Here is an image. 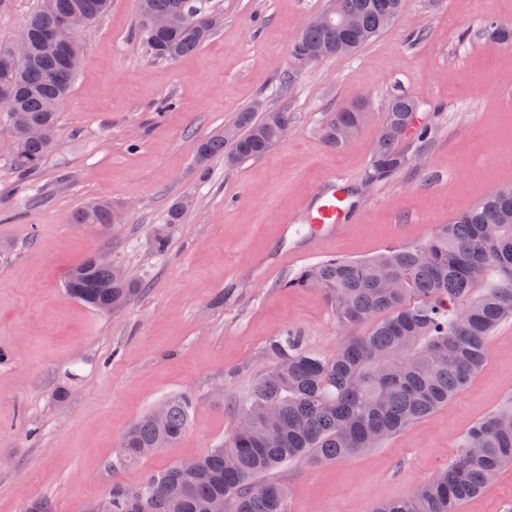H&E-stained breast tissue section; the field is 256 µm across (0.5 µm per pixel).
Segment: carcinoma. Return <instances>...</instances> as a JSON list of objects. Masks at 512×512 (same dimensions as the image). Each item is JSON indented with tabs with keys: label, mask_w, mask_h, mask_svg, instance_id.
<instances>
[{
	"label": "carcinoma",
	"mask_w": 512,
	"mask_h": 512,
	"mask_svg": "<svg viewBox=\"0 0 512 512\" xmlns=\"http://www.w3.org/2000/svg\"><path fill=\"white\" fill-rule=\"evenodd\" d=\"M111 0H41L25 19L29 57L10 61L0 45V102L12 142L9 167L17 180L41 168L52 152L58 113L47 104L67 97L76 71L71 54H83L65 20L78 15L84 26L103 16ZM355 19V26L307 25L296 37L299 48L326 59L347 55L389 27L402 0H331ZM140 14L163 15L171 23L151 30L141 26L150 56L173 61L208 41L218 15L211 0H139ZM490 40L512 47V28L494 27ZM418 102L392 99L378 133L365 177L384 181L408 166L401 143L425 141L417 126ZM290 125L288 113L259 107L239 114L235 136L219 132L202 141L197 164L214 157L230 164L258 157L277 145ZM364 126L363 113L341 107L321 134L340 148ZM74 224L99 235L112 229V202L101 200L75 212ZM118 266L91 256L66 279L68 291L94 307L123 306L142 283L122 281ZM287 288H317L336 321L350 328L370 326L365 336L342 342L329 357L306 349L303 337L288 332L271 340L272 366L257 378L237 416L251 420L193 460L145 476L133 489L115 485L112 512H288L287 491L271 478L284 464L301 458L345 459L372 448L448 403L483 366L487 341L500 323L512 318V186H497L481 201L415 245L388 248L377 255L329 258L284 283ZM158 419L148 413L126 431L121 451L132 463L175 443L185 432L192 399L164 401ZM512 464V407L486 416L468 433L461 452L432 481L412 494L376 504L370 512H458L499 470Z\"/></svg>",
	"instance_id": "carcinoma-1"
}]
</instances>
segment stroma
Here are the masks:
<instances>
[{"instance_id":"stroma-1","label":"stroma","mask_w":512,"mask_h":512,"mask_svg":"<svg viewBox=\"0 0 512 512\" xmlns=\"http://www.w3.org/2000/svg\"><path fill=\"white\" fill-rule=\"evenodd\" d=\"M212 3L220 21L210 39L158 62L140 41L137 0H112L81 34L83 64L59 109L55 150L25 184L0 129V512H26L37 499L52 512H86L113 486L136 487L221 445L234 405L272 363L273 337L297 333L328 356L365 333L343 329L322 292L287 280L328 258L419 243L512 184V49L488 37L491 25H512V0H403L391 26L354 54L296 74L290 43L328 0ZM358 94L368 125L342 148L326 145L322 123ZM399 95L417 99L431 131L428 165L364 187L378 126ZM257 102L288 112L287 138L237 165L215 158L200 169L198 145ZM330 174L342 177L353 220L284 260ZM100 198L126 212L105 237L72 221ZM183 201L181 223H168ZM161 227L169 247L158 254ZM101 251L144 284L108 314L65 288L68 272ZM180 394L193 400L183 436L121 462L129 425ZM511 403L512 318L446 406L379 447L298 460L273 477L288 489V512H368L427 484L474 424ZM459 512H512V465Z\"/></svg>"}]
</instances>
